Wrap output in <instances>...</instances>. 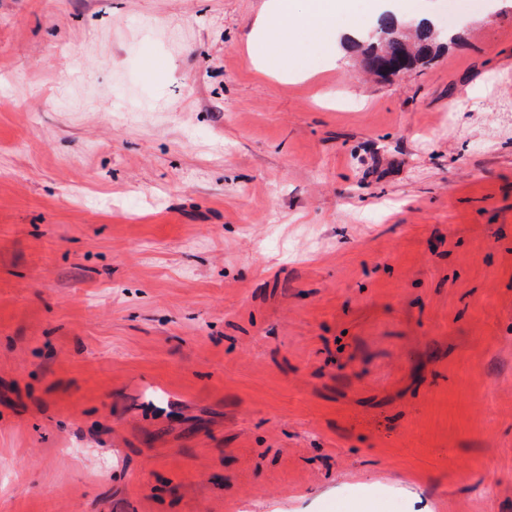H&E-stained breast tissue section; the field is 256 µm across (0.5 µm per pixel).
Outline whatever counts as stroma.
Instances as JSON below:
<instances>
[{"instance_id":"1","label":"stroma","mask_w":512,"mask_h":512,"mask_svg":"<svg viewBox=\"0 0 512 512\" xmlns=\"http://www.w3.org/2000/svg\"><path fill=\"white\" fill-rule=\"evenodd\" d=\"M265 0H0V512H512V0L383 79ZM347 0H268L257 18L247 40L252 63L263 73L280 75L287 66L271 51L273 44H285L304 54L310 45L303 34L308 31L318 35L317 50L330 55L336 47V15L352 11ZM289 19L292 23L289 24ZM398 495L403 501V507L401 511L391 512H430L427 510H414V503L420 501L418 494L414 491L407 489H396L392 491H377L373 489L371 493H364L354 501L352 508L346 509L344 507L341 498L336 500V512H390L383 511L385 509V503L382 501L383 497H390L391 495Z\"/></svg>"}]
</instances>
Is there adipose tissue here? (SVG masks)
I'll use <instances>...</instances> for the list:
<instances>
[{
    "mask_svg": "<svg viewBox=\"0 0 512 512\" xmlns=\"http://www.w3.org/2000/svg\"><path fill=\"white\" fill-rule=\"evenodd\" d=\"M350 10L347 0H267L247 40L252 63L269 75L283 73L285 65L272 53V45L285 44L296 53H305L311 46L303 39L308 31L318 36L313 45L317 50L331 53L339 31L336 18Z\"/></svg>",
    "mask_w": 512,
    "mask_h": 512,
    "instance_id": "obj_1",
    "label": "adipose tissue"
}]
</instances>
